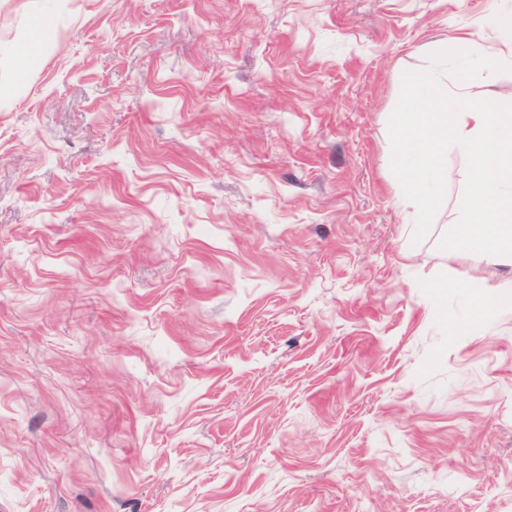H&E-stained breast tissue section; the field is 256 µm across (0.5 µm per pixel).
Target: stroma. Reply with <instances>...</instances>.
<instances>
[{
	"instance_id": "obj_1",
	"label": "stroma",
	"mask_w": 512,
	"mask_h": 512,
	"mask_svg": "<svg viewBox=\"0 0 512 512\" xmlns=\"http://www.w3.org/2000/svg\"><path fill=\"white\" fill-rule=\"evenodd\" d=\"M499 2L0 0V512H512V270L388 135Z\"/></svg>"
}]
</instances>
